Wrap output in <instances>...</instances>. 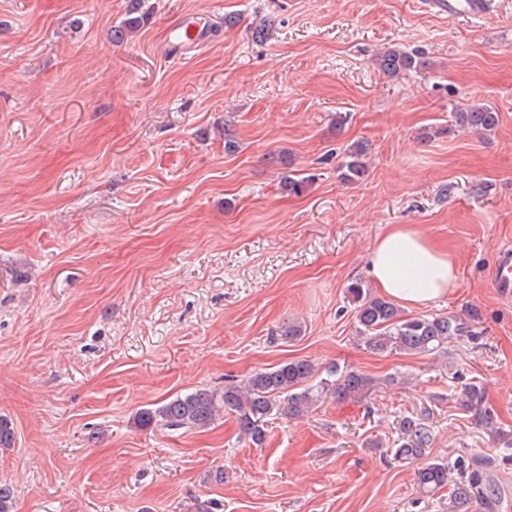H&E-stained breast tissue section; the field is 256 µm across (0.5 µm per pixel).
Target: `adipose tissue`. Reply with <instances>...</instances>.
I'll return each mask as SVG.
<instances>
[{
    "instance_id": "ef3b65f1",
    "label": "adipose tissue",
    "mask_w": 512,
    "mask_h": 512,
    "mask_svg": "<svg viewBox=\"0 0 512 512\" xmlns=\"http://www.w3.org/2000/svg\"><path fill=\"white\" fill-rule=\"evenodd\" d=\"M369 271L382 295L406 307L448 298L459 285L448 249L411 224L387 225L369 255Z\"/></svg>"
}]
</instances>
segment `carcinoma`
Returning <instances> with one entry per match:
<instances>
[{"label":"carcinoma","instance_id":"cac0c4a2","mask_svg":"<svg viewBox=\"0 0 512 512\" xmlns=\"http://www.w3.org/2000/svg\"><path fill=\"white\" fill-rule=\"evenodd\" d=\"M375 65L389 77L416 72L425 61L414 52L390 46L380 51ZM452 122L460 128L477 134H487L499 124V112L494 107L474 101L451 112ZM366 148L354 145L339 165L341 181L353 184L367 176ZM347 292L355 304L358 333L367 346L384 352L396 345L410 355H423L446 350L448 339L457 335L462 323L455 315L406 316L385 297L367 292L362 282H353ZM315 365L306 359L285 362L274 368L254 371L242 384H228L224 392L217 394L199 388L184 396H177L160 403L155 408L141 410L136 419L142 429L178 432L200 431L213 425L221 412L229 411L236 417L242 436L255 446L266 441L267 418L280 408V397L286 399V414L297 418L308 411L314 394L307 382L314 376ZM372 387V379L356 371L338 374L335 394L341 400H359ZM456 402L460 408L473 413L479 423L493 426V410L485 406L484 390L477 384H468L458 393ZM402 437L394 443L392 452L400 460L417 461L426 456L432 442L427 425L420 419L406 416L400 423ZM493 460H475L467 454L459 455L454 468L461 480L453 484L449 493L451 512H491L493 500L483 487L482 471L491 467ZM448 462L432 461L415 472L417 488L422 493H432L448 485Z\"/></svg>","mask_w":512,"mask_h":512}]
</instances>
